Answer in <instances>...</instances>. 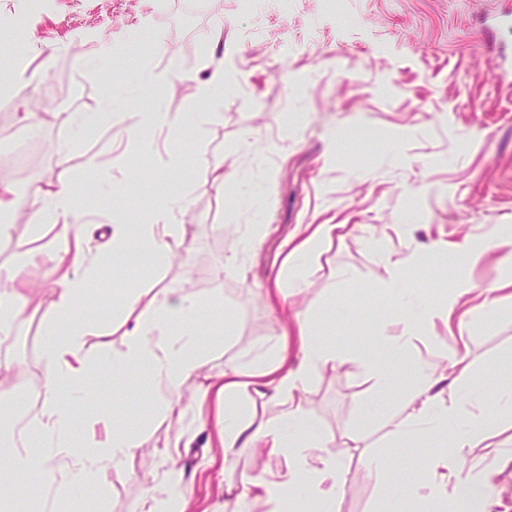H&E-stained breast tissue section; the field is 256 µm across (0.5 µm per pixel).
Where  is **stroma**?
Wrapping results in <instances>:
<instances>
[{"instance_id": "obj_1", "label": "stroma", "mask_w": 512, "mask_h": 512, "mask_svg": "<svg viewBox=\"0 0 512 512\" xmlns=\"http://www.w3.org/2000/svg\"><path fill=\"white\" fill-rule=\"evenodd\" d=\"M218 26L233 68L224 108L206 135L189 125L180 130L171 145L177 165H168V151L151 160L126 151L120 129L103 125L76 136L60 161L57 147L72 113L97 111L104 88L121 101L134 90L145 100L155 95L136 85L144 49H153L159 64L176 57L189 73L157 94L169 112L188 111L192 78L206 76L200 44ZM106 42L120 56L107 74L86 70L84 58ZM21 45L54 63L28 102L0 93L1 182H77L84 188L78 206L92 226L115 209L133 224L162 198L186 199L179 221L187 235L169 239L167 260L132 257L105 266L90 291L99 324L88 348L122 352L124 315L159 289L187 283L203 296L222 290L221 307L198 326L208 362L179 398L178 426L193 442L177 458L195 512H224L226 490L239 488L241 471L287 470V458L263 448L243 450L238 471L210 464L224 450L194 409L206 376L228 363L247 368L257 356L274 357L276 335L295 312H308L312 334L341 355L294 399L343 456L338 512H390L394 493L425 482L427 458L442 441L421 431L396 443L385 425L407 415L403 395L417 364L444 355L456 361L463 392L512 391V320L486 308L469 320L466 339L439 321L407 351L394 352L387 339L400 333L402 313L381 287L387 272L368 242L385 237L398 260L442 232L461 240L512 225V0H344L339 13L325 0H253L248 10L239 0H44L38 7L0 0V75L10 76ZM323 223L342 230L306 270L303 290L275 300L268 290L282 271L283 242L299 225ZM11 224L0 238V271L35 308L0 343V433L15 430L14 410L26 408L33 386L44 381L43 326L56 296L43 273L59 250L55 229L31 223L26 207ZM236 243L238 272L216 282ZM461 272L474 283L476 300L512 310V299L492 290L502 274L492 255L441 257L410 271L408 281L433 298ZM368 352L393 372L385 393L362 365ZM163 397L141 368L129 371L117 392L111 376L91 380L72 413L74 433L100 438L114 425L143 446L125 466L102 472L99 487L79 489L65 512H137L163 474L156 449L178 427L162 411ZM497 440L488 471L492 500L472 512H512V418L503 419ZM373 456L389 458L388 467L372 469Z\"/></svg>"}]
</instances>
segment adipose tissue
I'll use <instances>...</instances> for the list:
<instances>
[{
    "label": "adipose tissue",
    "instance_id": "adipose-tissue-1",
    "mask_svg": "<svg viewBox=\"0 0 512 512\" xmlns=\"http://www.w3.org/2000/svg\"><path fill=\"white\" fill-rule=\"evenodd\" d=\"M221 33H214L202 45V58L208 71L205 80L196 82L192 98L201 104L198 112L169 113L161 104L140 105L130 112L114 109L111 91H104L99 112L74 113L72 132H81L99 123L122 126L127 133L126 148L130 151L152 150L146 142L145 130L165 132L175 138L185 123H192L198 133H205L207 124L224 106V84L229 74L225 56L220 51ZM78 187L60 183L47 189L35 186L29 193V207L34 223L56 228L60 240L58 258L47 270L45 278L54 288V313L47 322L43 349L45 382L34 393L39 409L34 423L45 453L33 456L22 438L13 436L0 444V463L8 472L22 477L39 469L43 480L46 512H59L62 502L70 499L78 488L97 484L101 471L125 465L139 453L141 443L119 429H111L103 439H85L73 434L70 415L75 403L82 400L92 375L108 373L113 386H120L128 366L140 364L149 370L165 391L166 411L172 420H180L178 399L186 381L207 362V354L199 346L197 325L203 311L215 304L220 288H213L203 297L191 288H163L157 291L146 308L128 312L121 326L125 349L109 356L86 348V338L92 333V323L85 313L88 288L103 273L97 257L70 245L73 231L79 230L83 214L76 200ZM184 209V200L170 197L156 203L150 215L137 224H127L121 213L110 216L112 236L107 248L112 261L126 259L127 240L137 237L150 256L162 258L167 237L181 232L176 219ZM337 227L333 224H305L299 233L285 244V281L277 282L276 293L300 291L308 264L318 256L322 246L332 241ZM512 231L492 230L480 246L468 241L437 239L420 250L410 251L403 259L392 260L383 253L388 277L383 286L405 315L401 336L394 343L396 351H404L417 333L433 325L435 320L463 325L468 315L466 304L475 286L466 276L458 277L452 289L436 303H425L406 286L409 267L439 256L499 253L505 274L498 290H512V251L502 246ZM278 353L274 358H257L249 369L225 366L219 376L200 385L195 414L205 417L210 402H226L267 388L284 407L262 419L244 418L232 414L218 417L219 443L227 448H266L270 453L285 456L288 468L283 472L243 475L242 490L236 495L231 512H247L250 499L262 498L272 506L271 512H284L286 506L311 504L314 512H335L346 484L345 466L341 454L325 452V440L306 415L293 408L296 394L302 390L315 371L336 362L335 348L311 335L305 313L294 316L292 328H281L277 335ZM455 371L440 363L417 365L412 383L404 395L411 409L408 420L394 423L395 441L410 438L419 428L437 430L454 425L449 448L435 451L428 458L429 478L424 484L428 498L447 502L451 493L467 487L485 494L488 484L484 471L464 472L472 462L475 449L491 447V439L500 429L498 413L479 411L471 421L459 422L463 395L457 389ZM189 494L181 471L167 469L161 482L145 497L140 512H187Z\"/></svg>",
    "mask_w": 512,
    "mask_h": 512
}]
</instances>
